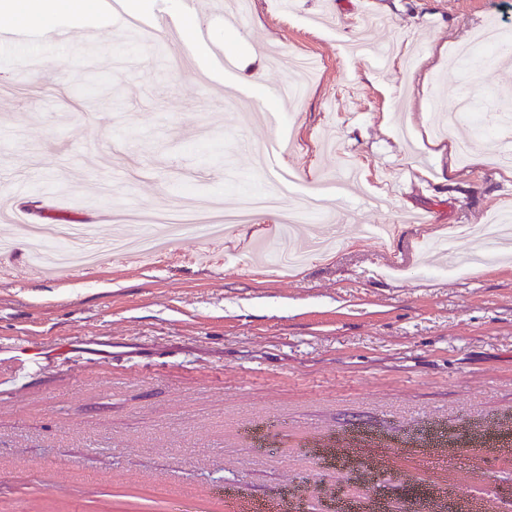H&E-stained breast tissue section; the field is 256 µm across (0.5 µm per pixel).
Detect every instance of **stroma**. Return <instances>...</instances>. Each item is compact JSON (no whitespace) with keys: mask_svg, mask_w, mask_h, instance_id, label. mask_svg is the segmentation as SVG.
<instances>
[{"mask_svg":"<svg viewBox=\"0 0 512 512\" xmlns=\"http://www.w3.org/2000/svg\"><path fill=\"white\" fill-rule=\"evenodd\" d=\"M255 0L225 109L164 36L116 28L67 48L0 53V512H240L286 498L322 512L337 495L383 512H448L463 499L512 512V260L439 272L456 225L512 211V166L480 143L461 103L512 92V65L464 72L453 46L512 0ZM393 57L362 56L359 43ZM307 54L320 73L271 128L251 100L281 79L269 53ZM288 143L286 192L264 145ZM359 178L327 199L332 221L281 234L255 215L220 240L162 226L166 256H128L68 277L32 256L34 225H97L101 244L139 233V213L182 201L233 207L254 189L301 206L317 184ZM388 198L377 209L370 197ZM434 215L411 224L412 213ZM460 464L424 472L429 435ZM391 450L364 483L360 465Z\"/></svg>","mask_w":512,"mask_h":512,"instance_id":"1","label":"stroma"}]
</instances>
